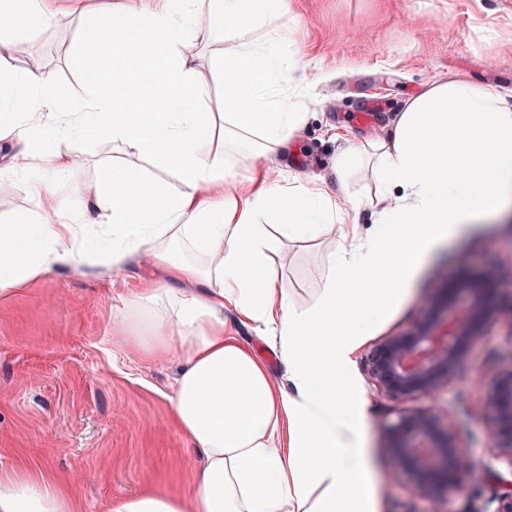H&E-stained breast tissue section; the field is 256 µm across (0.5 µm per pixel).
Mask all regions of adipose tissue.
<instances>
[{
    "mask_svg": "<svg viewBox=\"0 0 512 512\" xmlns=\"http://www.w3.org/2000/svg\"><path fill=\"white\" fill-rule=\"evenodd\" d=\"M291 2L120 0L85 19L73 60L89 92L63 100L39 65L9 66L16 36L50 25L48 0H0V143L15 148L0 177L20 179L33 203L0 224V300L56 271L148 260L160 275L114 314V340L137 361L177 362L169 420L199 456L187 492L149 489L107 512H378L367 415L345 394L351 354L441 244L512 205V88L430 83L387 136L338 157L347 173L367 156L379 222L330 254L312 303L290 298L274 270L281 240L355 223L361 207L339 209L318 184L269 163L307 117L278 50ZM192 33L234 40L221 115L201 109L208 83L181 51ZM100 137L127 160L92 186L76 160ZM142 157L162 178L136 166ZM261 158L257 184L244 169ZM66 186L79 199L74 224L57 206ZM228 307L280 357L283 380L225 335ZM0 512L79 506L60 478L19 464L0 471Z\"/></svg>",
    "mask_w": 512,
    "mask_h": 512,
    "instance_id": "adipose-tissue-1",
    "label": "adipose tissue"
}]
</instances>
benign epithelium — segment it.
<instances>
[{"mask_svg": "<svg viewBox=\"0 0 512 512\" xmlns=\"http://www.w3.org/2000/svg\"><path fill=\"white\" fill-rule=\"evenodd\" d=\"M479 277V288L441 289L428 302V315L413 328L374 346L369 368L378 394L400 403L439 396L454 383L466 347L487 338L497 324L512 325V305L506 308L489 295L496 268L480 270ZM484 407L492 458L507 468L504 473L490 469L501 489L496 512H512V367L499 373ZM384 433L398 449V466L416 498L462 489L470 463L448 412L435 405L405 408Z\"/></svg>", "mask_w": 512, "mask_h": 512, "instance_id": "7a95c632", "label": "benign epithelium"}]
</instances>
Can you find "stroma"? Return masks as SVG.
<instances>
[{"label": "stroma", "instance_id": "35a3bbf8", "mask_svg": "<svg viewBox=\"0 0 512 512\" xmlns=\"http://www.w3.org/2000/svg\"><path fill=\"white\" fill-rule=\"evenodd\" d=\"M54 2L53 23L18 37L9 65L20 71L39 60L59 95L81 97L87 88L72 49L84 15L105 0ZM286 37L280 51L290 85L308 91V118L277 160L304 178L326 176L339 204L363 199L365 229L377 221L370 203L376 182L364 159L338 179L334 165L343 148L383 136L394 113L428 83L464 78L512 87V0H302ZM222 49L193 37L182 47L207 76L208 112L223 109ZM344 244L337 223L315 239L284 243L275 264L281 287L311 302L329 275V254ZM487 266L500 269L498 297H512L511 217L452 239L412 295L353 355L350 396L366 404L380 512H432L434 505L413 497L395 449L382 437L381 423L395 420L399 405L378 395L368 355L378 339L417 324L437 288L462 270ZM149 272L137 263L117 280L95 267L58 271L0 305V470L22 461L63 476L78 494L80 512H105L112 498L150 482L175 493L189 488L197 454L170 427L165 397L175 366L134 364L112 353V314ZM511 366L512 327L499 325L466 351L440 398L471 463L465 482L481 490L487 512L497 508L496 488L485 471L492 462L486 420L475 406Z\"/></svg>", "mask_w": 512, "mask_h": 512}]
</instances>
